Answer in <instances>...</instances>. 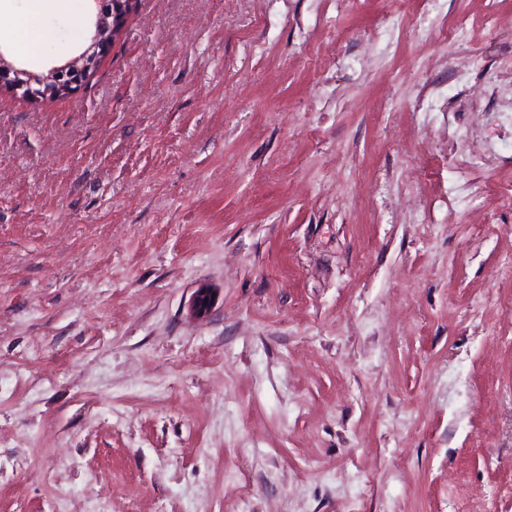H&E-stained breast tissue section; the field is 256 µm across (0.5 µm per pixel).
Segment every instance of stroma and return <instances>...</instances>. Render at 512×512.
<instances>
[{
	"label": "stroma",
	"instance_id": "35a3bbf8",
	"mask_svg": "<svg viewBox=\"0 0 512 512\" xmlns=\"http://www.w3.org/2000/svg\"><path fill=\"white\" fill-rule=\"evenodd\" d=\"M11 4L40 77L106 8ZM403 11L130 0L0 87V512H512V0ZM112 10L104 15L97 25V45L101 50H106L112 39V33L115 32L123 18L124 6L127 2L122 0H111ZM111 18V22L108 20Z\"/></svg>",
	"mask_w": 512,
	"mask_h": 512
}]
</instances>
